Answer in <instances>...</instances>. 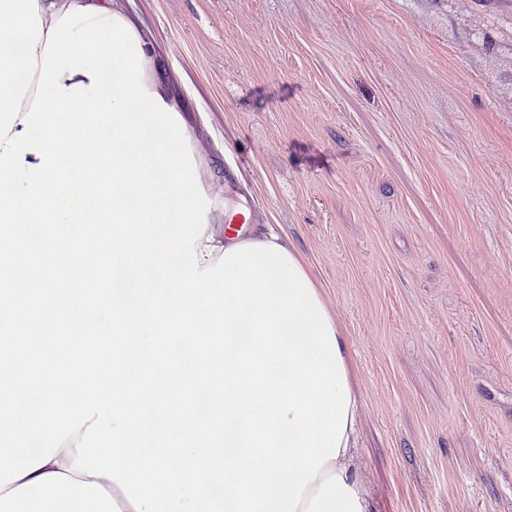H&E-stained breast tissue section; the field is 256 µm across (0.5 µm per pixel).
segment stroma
Here are the masks:
<instances>
[{"label":"stroma","mask_w":512,"mask_h":512,"mask_svg":"<svg viewBox=\"0 0 512 512\" xmlns=\"http://www.w3.org/2000/svg\"><path fill=\"white\" fill-rule=\"evenodd\" d=\"M206 223L279 225L384 512H512V0H131Z\"/></svg>","instance_id":"obj_1"}]
</instances>
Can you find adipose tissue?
Returning a JSON list of instances; mask_svg holds the SVG:
<instances>
[{
	"instance_id": "ef3b65f1",
	"label": "adipose tissue",
	"mask_w": 512,
	"mask_h": 512,
	"mask_svg": "<svg viewBox=\"0 0 512 512\" xmlns=\"http://www.w3.org/2000/svg\"><path fill=\"white\" fill-rule=\"evenodd\" d=\"M256 242L278 246L282 240L272 228L255 226L246 235L222 240L209 227L193 247L199 266L209 268L224 250ZM358 416L359 403L351 401L339 456L325 462L316 480L307 484L296 512H379L351 464ZM76 454L75 441H67L49 463L1 488L0 512H136L113 479L71 471Z\"/></svg>"
}]
</instances>
